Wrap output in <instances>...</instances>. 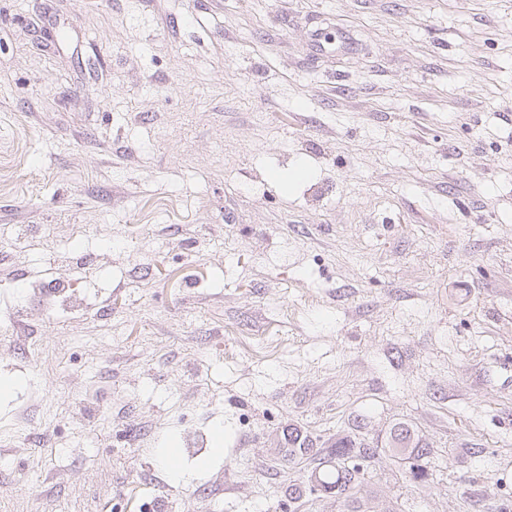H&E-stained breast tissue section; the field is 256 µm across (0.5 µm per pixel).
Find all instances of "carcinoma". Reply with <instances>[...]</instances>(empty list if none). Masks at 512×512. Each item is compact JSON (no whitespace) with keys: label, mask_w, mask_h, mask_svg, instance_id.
<instances>
[{"label":"carcinoma","mask_w":512,"mask_h":512,"mask_svg":"<svg viewBox=\"0 0 512 512\" xmlns=\"http://www.w3.org/2000/svg\"><path fill=\"white\" fill-rule=\"evenodd\" d=\"M286 440L288 457L293 460L306 457L315 461L310 479L322 488L335 491L343 512H368L367 504L356 496L357 484L350 483L348 475L351 470L360 471V463L372 462L379 448L342 438L331 443L322 455L313 448L308 437L296 430L288 432ZM384 451L392 458L403 457L408 460L409 474L413 479L422 476L418 461L431 455L428 445L422 442L413 427L406 422H399L390 428Z\"/></svg>","instance_id":"1"}]
</instances>
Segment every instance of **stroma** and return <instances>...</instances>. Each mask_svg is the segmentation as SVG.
Wrapping results in <instances>:
<instances>
[{
  "mask_svg": "<svg viewBox=\"0 0 512 512\" xmlns=\"http://www.w3.org/2000/svg\"><path fill=\"white\" fill-rule=\"evenodd\" d=\"M399 421L372 512H512V0H0V512H342L287 429ZM382 448L390 457H403L408 460L409 474L412 479L420 478L423 474L416 462L430 457L431 448L423 443L411 425L399 422L390 428L385 446Z\"/></svg>",
  "mask_w": 512,
  "mask_h": 512,
  "instance_id": "1",
  "label": "stroma"
}]
</instances>
